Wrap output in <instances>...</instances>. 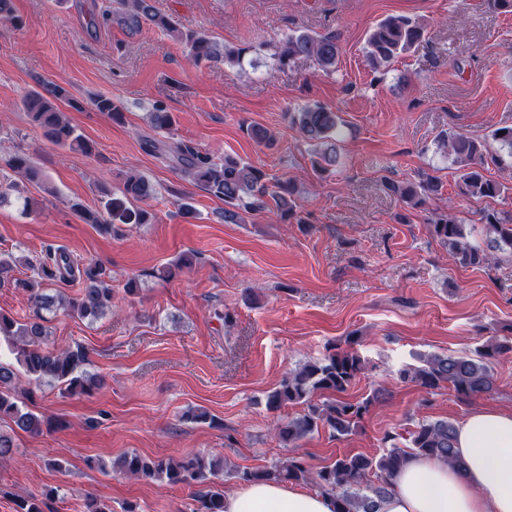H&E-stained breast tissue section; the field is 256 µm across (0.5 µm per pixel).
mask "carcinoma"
Instances as JSON below:
<instances>
[{
  "instance_id": "cac0c4a2",
  "label": "carcinoma",
  "mask_w": 512,
  "mask_h": 512,
  "mask_svg": "<svg viewBox=\"0 0 512 512\" xmlns=\"http://www.w3.org/2000/svg\"><path fill=\"white\" fill-rule=\"evenodd\" d=\"M112 22L127 34L139 33L145 24L161 29L183 45L197 64L222 63L228 69L243 66L246 48L230 46L217 41L208 32L188 30L178 26L155 6V0H114ZM428 41L427 27L417 19L388 16L381 20L368 35L366 58L372 70L385 71L399 56L407 54ZM340 45L334 34H317L296 29L286 34L275 45L272 57L285 68L299 59L313 61L322 71L335 70ZM69 99L65 88L45 83L40 89L27 92L21 98V109L44 135L55 144L90 154L93 145L72 125L60 110V104ZM97 111L113 120L123 116L119 101L105 95L94 99ZM288 122L300 133L310 147L312 166L318 177L330 174L339 162L338 142L342 124L339 114L320 104H304L288 109ZM150 125L168 130L174 124L173 114L157 105L149 113ZM247 135L258 144L270 146L274 136L265 127L251 125ZM493 141L506 150L492 161L500 167L512 168V126L495 128ZM150 150L164 151L172 157L184 174L209 195L224 202V221L244 224L247 219L264 212H273L283 223L304 220L298 213L294 198L295 186L287 179H275L262 169L230 155L216 158L196 147L184 143H147ZM437 149L454 157L458 165V189L461 195L473 198L500 197L509 187L484 174L487 157L486 145L460 133L441 134ZM8 166L30 181L41 179V172L30 157L16 153ZM388 189L412 209L424 207L433 197L442 195L443 184L433 176L409 181ZM153 197L148 181L141 175L126 176L120 193L104 191L101 209L91 212L75 204L73 208L88 224L114 236L123 235L124 229L150 224L152 212L143 207ZM483 235L477 240L466 225L448 213L427 219L429 232L448 246L453 257L462 266L490 265L498 254L512 257V211H492L482 216ZM25 265L34 273L31 279H18L16 286L28 292L30 314L19 321L0 313V340L12 347L14 361H0V421L10 422V431L0 430V458L13 453L14 434L22 431L39 433L42 428L62 429L66 424L57 419L39 415L18 400L17 389L21 379L39 388L43 385L59 390L62 395L89 394L97 387V379L84 369L87 352L80 346L50 348L47 323L49 315L64 313L80 319L100 318L111 306V277L99 260L79 262L62 250L45 251L34 259L0 252V286L13 280V272ZM73 280L80 284L73 296L51 292L58 281ZM357 339L347 340L349 348L334 347V352L319 362H309L300 368L288 370L277 387L267 395V407L279 411L289 405L301 404L304 411L296 417L285 418L275 425L274 432L283 446H288L321 428L336 437L348 436L357 428L369 407L378 402L382 393L375 391L361 401L342 398L350 385L366 369L363 359L352 348ZM512 353V342L488 340L472 356L429 354L419 358V364H408L397 371L403 382H411L429 393L448 386L456 394L470 398L490 392L494 381L492 361ZM317 393H332V401L317 402ZM455 425L447 420H421L409 433L407 448H401L397 436L387 435L391 446L380 456L364 454L346 455L332 464L316 470L305 458L290 456L261 468H244L234 473L242 482L288 481L310 484L319 492L333 497L335 512H377L379 502L387 495L390 480L411 456H425L445 461L457 469L464 468L455 451ZM112 469L129 477H143L164 481L171 486L195 487L191 492L193 508L190 512H224V490L214 477L224 470L220 458L193 456L179 461L152 459L136 452L117 458ZM58 498L57 490L50 488L41 496H31L16 503L15 512H50L51 503Z\"/></svg>"
}]
</instances>
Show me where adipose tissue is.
Wrapping results in <instances>:
<instances>
[{
  "mask_svg": "<svg viewBox=\"0 0 512 512\" xmlns=\"http://www.w3.org/2000/svg\"><path fill=\"white\" fill-rule=\"evenodd\" d=\"M464 469L410 457L379 512H512V410L471 411L456 425ZM329 495L279 482H251L224 495V512H335Z\"/></svg>",
  "mask_w": 512,
  "mask_h": 512,
  "instance_id": "1",
  "label": "adipose tissue"
}]
</instances>
